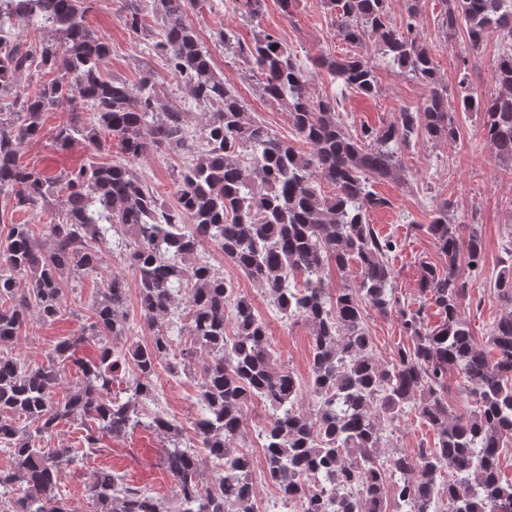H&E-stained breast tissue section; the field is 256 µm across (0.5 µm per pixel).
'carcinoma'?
<instances>
[{
  "instance_id": "obj_1",
  "label": "carcinoma",
  "mask_w": 512,
  "mask_h": 512,
  "mask_svg": "<svg viewBox=\"0 0 512 512\" xmlns=\"http://www.w3.org/2000/svg\"><path fill=\"white\" fill-rule=\"evenodd\" d=\"M136 0H119L123 20L142 32ZM161 21L153 51L201 108L200 140L183 112L167 107L154 73L144 68L130 84L105 71L108 43L87 23L93 0H0V211L43 212L36 237L29 224L0 231V345L17 340L31 313L44 325L62 314L61 281L98 272L102 254L117 253L133 272L149 341L128 342V281L111 273L80 334L57 342L46 362L30 366L0 350V447L13 468L0 471V512H69L63 478L104 452L101 437L138 428L163 435V466L175 484L172 504L96 471L87 492L93 512H250L252 462L237 457L247 438L244 417L261 401L271 416L258 432L267 478L283 504L302 512H512V482L500 471L512 447V312L476 343L461 316L470 280L484 272L478 225L448 222L436 205L426 232L443 260L423 263L421 292L438 307L430 328L424 306L401 300L389 259L399 244L369 224V212L388 205L371 181L405 171L412 138L454 141L456 113L476 111L496 157L512 164V54L494 71V88L480 99L466 78L453 95L439 80L437 46L418 37L417 0H406L403 29L388 20L387 0H324L349 43L374 41L396 73L431 88L423 105L402 109L382 127L353 135L339 99L311 95L309 75L277 36L261 29L264 0H234L235 12L260 28L251 43L224 27L217 42L256 78L263 98L286 107L288 120L310 150L301 152L257 122L244 99L213 70L212 57L187 22L201 0H155ZM33 28L37 40L24 32ZM443 34L465 30L468 48L495 31L512 41L507 0H444ZM340 83L341 94L379 91L376 66L366 57L313 58ZM45 81H32L39 75ZM47 112H64L55 146L80 144L88 162L50 177L19 162L38 138ZM115 140L111 163L97 155ZM192 154L177 174V202L168 206L141 180L135 164L150 152ZM334 193H321L320 184ZM217 246L265 293L280 318L312 328V413L302 409L292 371L277 364L268 325L224 274L202 261L203 242ZM357 263L359 279L325 287L328 266ZM512 302V266L494 281ZM395 313L408 343L387 363L373 353L364 310ZM234 332H226L227 323ZM91 346L93 358H78ZM206 356L199 376L197 439L169 416L147 414L156 400L157 373H187ZM73 359L81 380L58 397L60 365ZM131 366L124 385L114 373ZM471 384L474 409L448 404V374ZM412 408L435 434L415 454L394 451L375 461L386 424ZM63 423L81 426L80 447L37 448ZM34 428H29V425ZM207 450L201 456L198 449ZM220 471L214 482L207 466ZM315 472L320 479L304 483Z\"/></svg>"
}]
</instances>
